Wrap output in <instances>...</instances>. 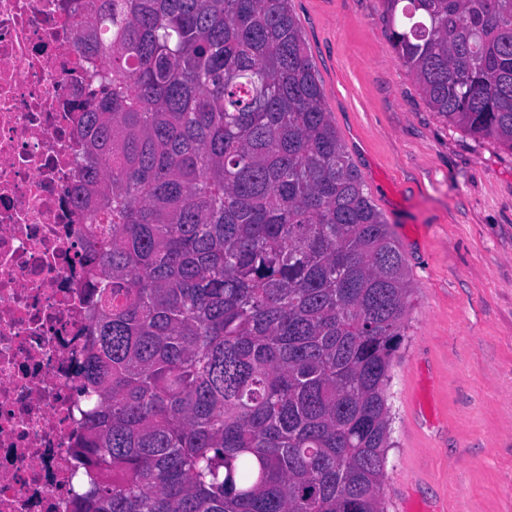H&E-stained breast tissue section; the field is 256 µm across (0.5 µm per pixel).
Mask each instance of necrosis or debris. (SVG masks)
<instances>
[{"mask_svg": "<svg viewBox=\"0 0 512 512\" xmlns=\"http://www.w3.org/2000/svg\"><path fill=\"white\" fill-rule=\"evenodd\" d=\"M58 3L0 0V512H71L90 480L73 455L91 312L71 104L94 66Z\"/></svg>", "mask_w": 512, "mask_h": 512, "instance_id": "4bbe7bcc", "label": "necrosis or debris"}]
</instances>
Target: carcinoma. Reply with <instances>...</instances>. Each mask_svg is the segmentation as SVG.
<instances>
[{
	"instance_id": "cac0c4a2",
	"label": "carcinoma",
	"mask_w": 512,
	"mask_h": 512,
	"mask_svg": "<svg viewBox=\"0 0 512 512\" xmlns=\"http://www.w3.org/2000/svg\"><path fill=\"white\" fill-rule=\"evenodd\" d=\"M430 107L512 152V0H385ZM98 264L73 512H385L406 259L291 0H62Z\"/></svg>"
}]
</instances>
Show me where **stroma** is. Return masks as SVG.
Segmentation results:
<instances>
[{
  "instance_id": "1",
  "label": "stroma",
  "mask_w": 512,
  "mask_h": 512,
  "mask_svg": "<svg viewBox=\"0 0 512 512\" xmlns=\"http://www.w3.org/2000/svg\"><path fill=\"white\" fill-rule=\"evenodd\" d=\"M325 105L413 288L386 512H512V153L434 112L383 0H292Z\"/></svg>"
}]
</instances>
